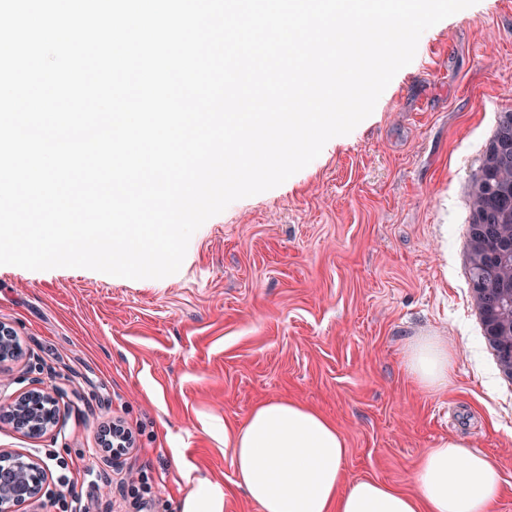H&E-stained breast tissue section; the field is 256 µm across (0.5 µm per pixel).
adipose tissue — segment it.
<instances>
[{
    "label": "adipose tissue",
    "mask_w": 512,
    "mask_h": 512,
    "mask_svg": "<svg viewBox=\"0 0 512 512\" xmlns=\"http://www.w3.org/2000/svg\"><path fill=\"white\" fill-rule=\"evenodd\" d=\"M447 344L420 338L409 344L405 367L423 388H447ZM240 484L259 512H493L503 493L489 458L448 438L427 450L407 492L373 479L345 484L346 440L336 424L295 400L261 403L225 435Z\"/></svg>",
    "instance_id": "ef3b65f1"
}]
</instances>
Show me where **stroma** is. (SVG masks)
Returning a JSON list of instances; mask_svg holds the SVG:
<instances>
[{
  "instance_id": "1",
  "label": "stroma",
  "mask_w": 512,
  "mask_h": 512,
  "mask_svg": "<svg viewBox=\"0 0 512 512\" xmlns=\"http://www.w3.org/2000/svg\"><path fill=\"white\" fill-rule=\"evenodd\" d=\"M512 111V0H478L426 30L373 113L283 184L231 203L191 237L180 270L132 280L81 268L0 266V322L19 357L0 401L32 381L56 400L52 432L0 423V448L152 479V512H182L200 481L224 512H259L237 484L225 430L293 399L336 422L347 480L409 491L422 454L464 440L502 475L512 512V380L487 346L468 285L466 191L500 113ZM448 346L451 383L422 390L414 340ZM123 419L119 461L99 433Z\"/></svg>"
}]
</instances>
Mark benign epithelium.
Returning a JSON list of instances; mask_svg holds the SVG:
<instances>
[{"label":"benign epithelium","instance_id":"benign-epithelium-1","mask_svg":"<svg viewBox=\"0 0 512 512\" xmlns=\"http://www.w3.org/2000/svg\"><path fill=\"white\" fill-rule=\"evenodd\" d=\"M19 349L14 332L0 323V363L16 358ZM29 435L41 436L58 422L55 400L44 388L33 386L0 406V420ZM48 486L45 464L29 453L0 448V512H17L23 505L40 504Z\"/></svg>","mask_w":512,"mask_h":512}]
</instances>
